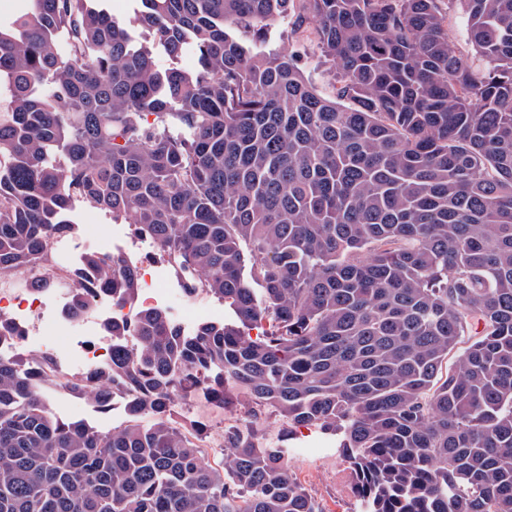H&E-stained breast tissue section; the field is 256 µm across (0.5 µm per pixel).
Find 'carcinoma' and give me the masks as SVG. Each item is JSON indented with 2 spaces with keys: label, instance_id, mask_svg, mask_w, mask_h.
Here are the masks:
<instances>
[{
  "label": "carcinoma",
  "instance_id": "carcinoma-1",
  "mask_svg": "<svg viewBox=\"0 0 512 512\" xmlns=\"http://www.w3.org/2000/svg\"><path fill=\"white\" fill-rule=\"evenodd\" d=\"M20 0L0 19V280L38 275L76 205L136 225L185 291L233 323L187 336L162 310L64 387L131 420L53 413L33 358L0 357V512H322L246 419L217 466L174 397L242 390L336 437L359 512H512V0ZM309 27L337 70L319 96L293 56ZM191 49L200 70L161 69ZM112 298L117 255L85 254ZM79 318L89 289L69 293ZM273 329L243 331L263 321ZM448 32L457 48L463 53L466 60L475 68H484L486 62L476 53L468 43L467 27L468 15L461 2H454L445 14Z\"/></svg>",
  "mask_w": 512,
  "mask_h": 512
}]
</instances>
